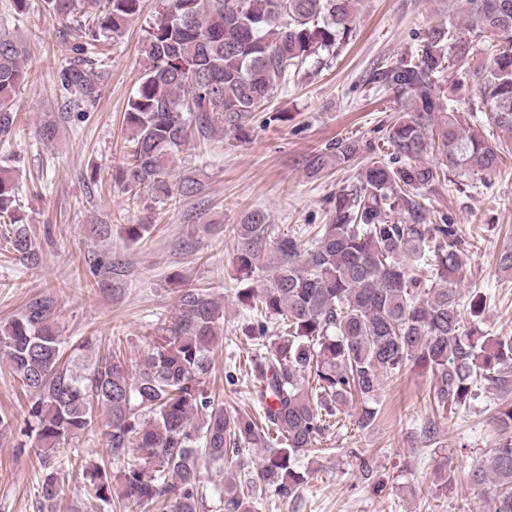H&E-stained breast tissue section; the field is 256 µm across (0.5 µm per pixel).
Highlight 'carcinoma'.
Wrapping results in <instances>:
<instances>
[{"label":"carcinoma","instance_id":"1","mask_svg":"<svg viewBox=\"0 0 512 512\" xmlns=\"http://www.w3.org/2000/svg\"><path fill=\"white\" fill-rule=\"evenodd\" d=\"M358 0H158L141 51L147 68L124 112L134 150L119 172L125 188L147 189L166 201L192 199L202 180H173L184 145L208 140L216 127L245 135L251 113L310 62L336 57L353 37ZM470 19L453 14L428 29L410 52L377 68L373 83L395 95L403 115L384 132L389 158L358 170L340 189L329 223L311 240L275 230L268 215L250 212L233 227L238 302L260 318L250 329L253 401L264 424L215 407L205 387L224 311L210 290L184 282L170 325L132 369L116 346L83 363L65 359L55 303L42 298L0 327V356L30 395L26 422L34 433L43 476L39 508L59 512L66 462L53 458L62 442L86 434L94 409L108 414L107 456L122 464L84 468L85 489L127 512H198L203 499L200 457L224 462L241 446L263 451L244 481L225 479L224 512H254L252 490L265 486L294 499L310 475L297 466L330 428L348 398L375 400L383 379L409 364L436 376L438 406L457 409L478 383L512 386V335L464 327L460 275L469 256L456 225L430 222L422 191L454 172L494 171L509 151L469 124L457 103L474 93L471 111L487 114L512 136V0H463ZM49 15L77 27L78 55L97 57L125 36L142 0H45ZM25 46L0 31V136L12 134L14 98L26 80ZM67 112L96 97L85 70L61 71ZM448 87H443V83ZM361 142L337 140L307 162L312 177L353 164ZM19 192L12 170L0 168V217L17 227L10 238L19 261L39 252L18 226ZM154 224H128L137 242ZM103 290L124 270L91 265ZM500 435L473 469L493 512H512V406L498 411Z\"/></svg>","mask_w":512,"mask_h":512}]
</instances>
